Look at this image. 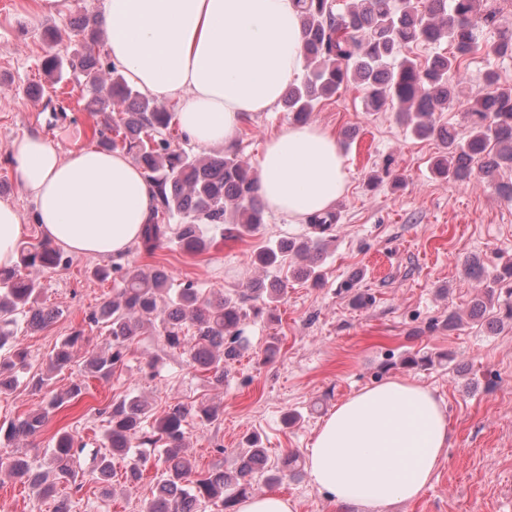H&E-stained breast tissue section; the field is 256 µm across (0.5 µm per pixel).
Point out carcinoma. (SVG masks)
<instances>
[{"label": "carcinoma", "mask_w": 512, "mask_h": 512, "mask_svg": "<svg viewBox=\"0 0 512 512\" xmlns=\"http://www.w3.org/2000/svg\"><path fill=\"white\" fill-rule=\"evenodd\" d=\"M298 3L306 74L288 86L281 100L293 121H308L322 100L357 85L371 109L390 105L415 136L440 142V154L432 165L435 176L462 181L477 172L512 201V183L498 181L502 172L512 170V89L498 86L494 71L486 72L483 91L467 101L464 139L433 119L434 113L451 111L459 104L448 74L460 71L463 57L476 50L489 58L512 54V28L504 25L497 0H345L341 10L335 8L334 0ZM73 28L92 42L104 33L95 16L75 20ZM445 39L456 49L451 56L437 54L424 65L398 58L405 46ZM51 41L43 61L46 73L58 82L68 70L84 78L82 96L98 104L96 114L101 116L98 147L126 152L154 188L156 207L140 237L147 253L164 241L187 253H202L211 246L208 233L213 227L237 239L264 223L259 178L238 151L196 156L177 148L173 116L158 107L154 98L129 85L114 67L103 66L90 54L68 50L62 33L52 35ZM174 218L179 224L167 223ZM337 221L334 211L313 216L308 224L315 236L279 239L263 248L254 260L262 276L235 296L199 288L192 281L174 288L161 267L144 271L114 262L96 269L98 278L118 277V286L111 299L86 314V322L107 328L110 345L107 353L85 360L83 376L110 377L125 364L131 345L148 324L167 349L183 351L193 368L209 374L211 384L224 385L225 366L241 354L242 325L249 314L261 313V308L248 302L261 299L269 307L286 294L287 281L277 277L270 281L268 273L290 255L303 260L315 254L316 258L295 268V275L318 282V257ZM65 263L64 252L43 238L20 249L19 267L0 269V393L12 391L18 373L29 366L27 350L12 340V327L23 319L42 329L58 318V309L40 302L39 275ZM498 285L506 286V293L512 295V261L505 262L493 286L474 300L473 316L512 320L511 306L501 314L493 311ZM81 340L79 331L62 340L49 370L69 365ZM437 359L442 356L411 354L402 364L426 370ZM84 394L83 380L73 382L63 393L48 392L38 410L0 426V441L36 436L50 414L78 402ZM99 413L106 416L107 426L102 449L91 456V473L98 482H109L114 461L129 457L133 448L149 446L159 453L161 474L142 512H201L207 507L236 512L238 501L251 494L252 475L266 466V449L251 437L233 471H197L185 441L190 425L206 427L221 420V411L209 404L177 402L153 420L147 403L129 393L111 400ZM84 449L75 435L58 432L45 450V469L34 468L24 456L10 458L6 468L37 495L53 498L54 512H71L72 499L84 487L78 470ZM295 463V456L285 455L267 482L277 484L294 476ZM60 485L67 487L61 496L57 495Z\"/></svg>", "instance_id": "carcinoma-1"}]
</instances>
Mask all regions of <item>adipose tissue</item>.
<instances>
[{
    "instance_id": "ef3b65f1",
    "label": "adipose tissue",
    "mask_w": 512,
    "mask_h": 512,
    "mask_svg": "<svg viewBox=\"0 0 512 512\" xmlns=\"http://www.w3.org/2000/svg\"><path fill=\"white\" fill-rule=\"evenodd\" d=\"M105 52L126 80L175 103L185 136L231 146L246 116L272 111L304 71L295 0H101ZM9 152L33 223L77 255L119 258L152 216L153 188L123 152L84 147L60 153L26 135ZM267 210L297 224L328 211L346 190L335 137L315 123L269 138L258 161ZM23 217L0 202V267H12ZM444 401L430 387L395 377L334 407L306 457L313 484L340 503L388 512L419 498L448 448Z\"/></svg>"
}]
</instances>
